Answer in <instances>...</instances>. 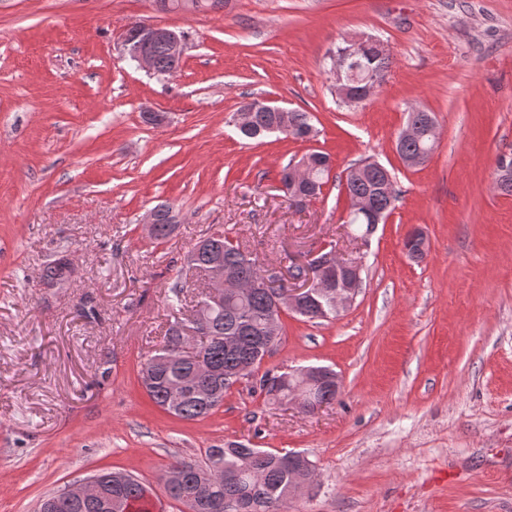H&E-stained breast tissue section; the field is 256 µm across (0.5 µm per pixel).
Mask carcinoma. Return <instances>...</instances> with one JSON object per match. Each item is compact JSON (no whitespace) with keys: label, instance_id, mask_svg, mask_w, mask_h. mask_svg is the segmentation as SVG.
<instances>
[{"label":"carcinoma","instance_id":"obj_1","mask_svg":"<svg viewBox=\"0 0 512 512\" xmlns=\"http://www.w3.org/2000/svg\"><path fill=\"white\" fill-rule=\"evenodd\" d=\"M160 11L188 9L205 11L224 7L226 0H155ZM145 53L154 60L157 73L167 74L173 66L167 49L159 43L142 46ZM358 56V71L349 77L351 97L359 99L369 92L367 77L376 74L385 80L391 69L389 53H380L370 47L361 46L355 50ZM242 108L253 110L251 126L239 131L246 140H259L272 133H282L295 139L310 137L315 128L309 113L296 110L282 117L264 112L256 107V101L241 102ZM414 120L423 127L420 139L397 143L401 155H412L420 163L430 159L436 148L434 129L436 122L429 112L414 113ZM313 171L311 181L303 184L298 191L305 198L321 193L322 186L329 180L331 159L322 151L307 153ZM346 191L349 198L367 196L371 211L385 216L395 208L398 192L394 187L389 170L384 166L368 165L363 174L346 176ZM155 239L168 238L175 227V216L168 205L154 208ZM353 227V235L366 238L370 227V216L353 215L347 221ZM209 243L199 242L185 255V265L190 270L206 273L212 260L221 258L224 270L245 283L262 282L269 277L252 252L246 251L225 233L207 237ZM44 281L53 286L66 280L61 258L47 263L43 270ZM272 288H253L242 295L224 294L214 300L205 293L192 307L187 317H174L166 330V344L148 359L142 367V375H151L152 383L147 392L152 401L166 411L185 419L195 420L211 414L224 401L229 386L219 382L215 387H191L177 403H172L170 387L179 378L191 381L193 367L199 363L208 365L219 372V376L241 369L250 376L260 365L262 356L254 349L255 341L263 335L265 319L273 303ZM297 315L310 321L336 316V310L324 295L308 298ZM238 336L241 344L238 350L224 348V337ZM288 373L266 372L256 381L260 394L267 401L276 403L288 394ZM295 462L288 453H272L259 448L236 446L231 448H209L200 463L175 460L169 468H181L184 482L177 488L167 489L170 498L190 505L193 512H234L236 505L249 506L251 512H286L288 484L291 483L292 467ZM112 493V508L116 512H150L151 501L146 495V486L131 474L112 473V485L105 486Z\"/></svg>","mask_w":512,"mask_h":512}]
</instances>
